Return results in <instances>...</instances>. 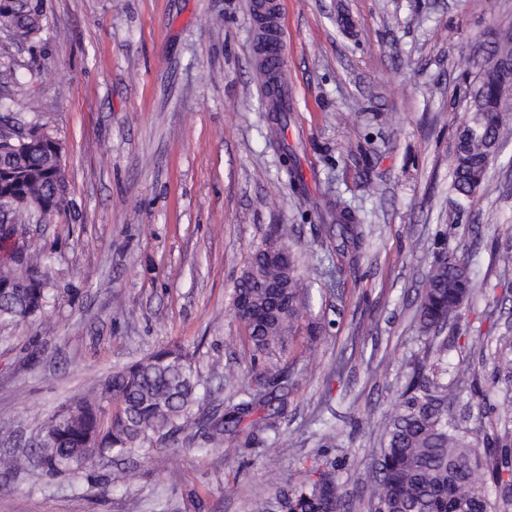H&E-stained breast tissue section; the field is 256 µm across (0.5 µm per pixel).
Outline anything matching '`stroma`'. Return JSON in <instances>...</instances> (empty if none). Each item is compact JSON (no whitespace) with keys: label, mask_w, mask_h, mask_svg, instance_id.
<instances>
[{"label":"stroma","mask_w":512,"mask_h":512,"mask_svg":"<svg viewBox=\"0 0 512 512\" xmlns=\"http://www.w3.org/2000/svg\"><path fill=\"white\" fill-rule=\"evenodd\" d=\"M254 0H42L39 43L0 33L12 111L63 145L62 212L16 222L18 270L47 259L40 318L0 324V512H286L313 467L336 464L352 512L412 369L461 392L450 413L512 452V168L495 167L449 223L454 114L474 73L460 43L512 28V0H280L292 99L288 146L306 190L269 145ZM341 196L368 233L356 273L328 260L320 225ZM300 251L311 307L285 351L253 357L234 283L272 226ZM465 248L478 284L446 350L417 329L420 283L441 248ZM317 335H310V327ZM189 354L210 405L288 378L278 433L242 430L211 451L194 422L113 467L44 475L43 426L100 380L161 348ZM376 428H368L364 414ZM337 445L324 446L322 420Z\"/></svg>","instance_id":"35a3bbf8"}]
</instances>
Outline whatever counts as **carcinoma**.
<instances>
[{
  "label": "carcinoma",
  "mask_w": 512,
  "mask_h": 512,
  "mask_svg": "<svg viewBox=\"0 0 512 512\" xmlns=\"http://www.w3.org/2000/svg\"><path fill=\"white\" fill-rule=\"evenodd\" d=\"M41 0H0V31L18 43L37 39L44 30ZM512 56V32L496 36L483 59H474L470 44L460 50L461 65L479 67L484 78L472 88L471 110L456 118L458 135L450 167V189L461 208L482 189L512 112V80L502 73L499 58ZM264 92L269 111L284 123L280 109L282 72L264 67ZM0 167L20 168L28 175L23 189L31 203L46 212L58 210L68 185L57 181L51 143L39 149L19 150L0 161ZM333 222L321 225L322 239L336 257L340 272L356 271L364 243L362 220L341 199L331 204ZM272 242L286 250V259L271 257L268 247L254 251L246 277L237 280L235 296L251 298L254 312L237 311L253 348L264 353L285 341L297 328L308 306V284L298 270L282 229H273ZM283 281L285 293L270 296L258 284ZM475 288L468 253L453 249L429 267L419 289L418 330L430 335L459 318ZM47 304L45 274L22 288L0 290V321L28 322ZM281 383L267 393L256 392L224 409L204 406L207 392L191 359L178 349H162L114 372L100 384L94 401L78 400L59 411L42 430L36 457L48 475L76 473L94 467L105 454L122 455L167 437L181 428L185 416L197 411L206 443L217 446L224 436L239 432L244 419L262 408L259 429L277 431L284 408ZM460 399L452 383L440 384L422 369L414 370L400 394L395 412L384 424L385 446L367 484L369 507L376 512H497L496 494L512 499V469L508 477L494 472L495 491L469 479L465 463L484 467L478 452L480 436L460 428L448 408ZM114 404L106 414L105 404ZM288 512H350L352 505L336 481L335 463L326 461L312 478L288 496Z\"/></svg>",
  "instance_id": "carcinoma-1"
}]
</instances>
